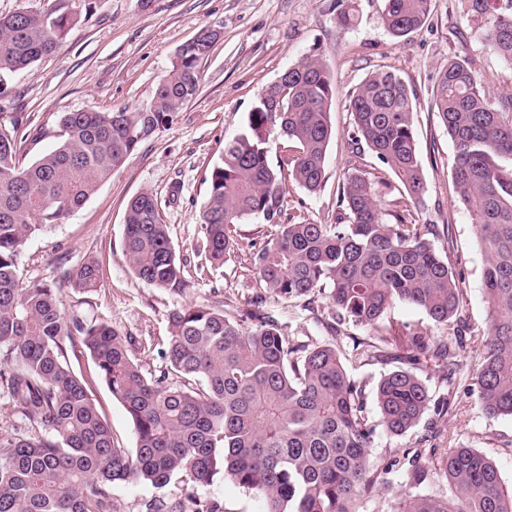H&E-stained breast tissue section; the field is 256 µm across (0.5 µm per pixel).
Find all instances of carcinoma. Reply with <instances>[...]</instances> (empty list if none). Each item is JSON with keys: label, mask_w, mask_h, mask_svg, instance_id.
<instances>
[{"label": "carcinoma", "mask_w": 512, "mask_h": 512, "mask_svg": "<svg viewBox=\"0 0 512 512\" xmlns=\"http://www.w3.org/2000/svg\"><path fill=\"white\" fill-rule=\"evenodd\" d=\"M70 0L42 13L0 16V82L53 53L77 22ZM465 17L492 53L512 64V0H460ZM432 0H383L381 21L396 38L417 31ZM357 18L343 4L336 23ZM213 39L179 46L148 105L134 112H65L61 142L29 166L17 160L26 117L0 113V385L31 430L0 442V512H116L112 487L129 480L164 490L186 484L178 497L160 494L146 512H225L197 488L224 478L254 492L265 512H361L388 484L374 458L377 427L403 437L430 408L431 395L413 372L398 368L376 387L378 422L364 406V389L345 361L367 364L386 353L395 329L386 321L402 301L422 309L448 336L413 335V355L448 358V379L461 371L464 273L429 239L431 226L410 212L385 220L380 182L351 173L342 184L336 223L301 217L281 224L286 181L320 191L335 135L330 72L305 56L267 86L246 130L224 142L209 171L201 212L204 261L222 266L238 247L236 226L261 218L276 227L252 253L258 287L279 299L325 294L331 301L325 342L294 341L271 315L230 314L187 304L169 313L162 356L166 369L146 375L127 337L104 321L62 311V288L21 287L22 247L50 224L80 208L136 148L169 127L196 95L200 65ZM414 95L396 73L366 77L349 97L354 145H366L421 201L426 182L414 131ZM433 111L455 149L452 181L476 224L484 255L488 304L483 347L472 391L488 417L512 416V96L480 89L469 64L450 59L432 90ZM280 141L277 164L267 158ZM123 249L141 281L175 293L189 287L157 198L136 195L124 217ZM100 277L93 258L65 278L88 291ZM364 327L358 341L347 327ZM90 357L99 379L130 417L135 448L115 445L92 390L69 363ZM448 493L407 495L397 512H512V490L499 469L474 448H450L443 466Z\"/></svg>", "instance_id": "1"}]
</instances>
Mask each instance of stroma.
<instances>
[{
    "mask_svg": "<svg viewBox=\"0 0 512 512\" xmlns=\"http://www.w3.org/2000/svg\"><path fill=\"white\" fill-rule=\"evenodd\" d=\"M353 27L338 28L336 0H71L79 15L56 51L32 69L6 77L0 110L22 112L19 157L29 164L60 143L62 113L97 110L132 112L151 100L158 81L170 70L178 47L202 30L222 35L200 66L199 88L169 129L143 142L97 191L60 223L30 237L22 253V283H51L74 271L85 257L101 266L94 290L62 295L66 314L108 321L124 336L145 373L163 366L161 350L169 334V313L187 303L227 312L257 309L272 315L289 338L326 340L330 301L318 296L311 305L285 304L261 294L251 264L253 247L273 232L270 224L249 220L239 225V249L224 266L213 267L195 255L200 214L207 199V171L220 159L224 143L242 133L263 88L307 55L318 56L335 85L331 107L336 129L325 157L320 192L288 185L284 216L333 223L342 184L361 171L385 179L386 208L413 213L431 225L435 247L468 281L464 322L471 332L485 329L488 304L483 291L484 257L477 231L458 200L451 178L454 146L430 107L435 79L449 58H465L492 97L512 95V64L487 50L463 15L459 0H433L425 24L409 36L393 38L380 20L382 0H355ZM396 72L416 96L415 133L426 192L413 203L397 177L381 169L374 154H353L348 142V100L356 87L379 68ZM151 191L160 204L175 249L185 263L189 286L175 294L136 279L123 252L124 216L129 201ZM402 344L390 345L383 360L349 363L352 377L366 384L365 403L377 416L375 385L390 370L405 366ZM74 372L91 387L112 428L115 444L134 448L132 423L96 376L84 355L71 358ZM433 398L449 397L443 416L426 412L405 436L377 432L375 456L390 464L388 489L380 490L363 512H391L401 493H441L447 483L437 474L449 449H477L497 464L505 486H512V417L482 414L467 382L452 383L448 371L432 361L414 367ZM425 470V482L411 484L413 469ZM201 499L216 500L228 512H263L260 498L228 480L199 488Z\"/></svg>",
    "mask_w": 512,
    "mask_h": 512,
    "instance_id": "35a3bbf8",
    "label": "stroma"
}]
</instances>
